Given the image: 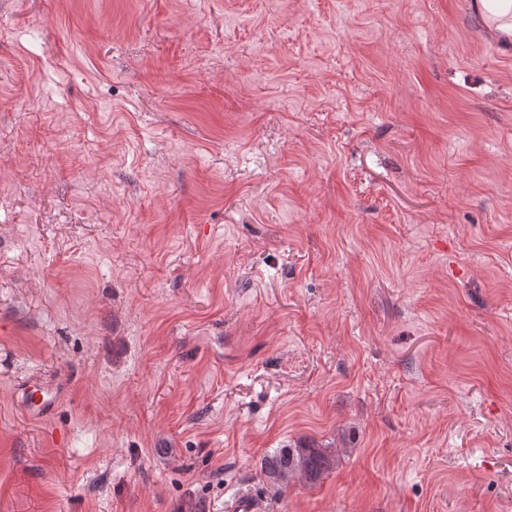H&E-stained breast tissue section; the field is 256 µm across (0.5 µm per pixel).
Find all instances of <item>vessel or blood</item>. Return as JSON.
I'll use <instances>...</instances> for the list:
<instances>
[{
  "label": "vessel or blood",
  "mask_w": 512,
  "mask_h": 512,
  "mask_svg": "<svg viewBox=\"0 0 512 512\" xmlns=\"http://www.w3.org/2000/svg\"><path fill=\"white\" fill-rule=\"evenodd\" d=\"M464 10L487 49L512 62V0H464Z\"/></svg>",
  "instance_id": "vessel-or-blood-1"
}]
</instances>
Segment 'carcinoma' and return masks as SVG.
Here are the masks:
<instances>
[{
	"label": "carcinoma",
	"mask_w": 512,
	"mask_h": 512,
	"mask_svg": "<svg viewBox=\"0 0 512 512\" xmlns=\"http://www.w3.org/2000/svg\"><path fill=\"white\" fill-rule=\"evenodd\" d=\"M260 469L273 486H286L297 477L316 484L336 469V450L305 442L264 457Z\"/></svg>",
	"instance_id": "cac0c4a2"
}]
</instances>
